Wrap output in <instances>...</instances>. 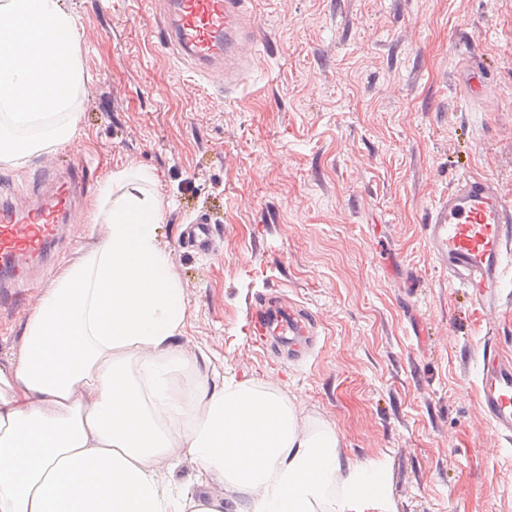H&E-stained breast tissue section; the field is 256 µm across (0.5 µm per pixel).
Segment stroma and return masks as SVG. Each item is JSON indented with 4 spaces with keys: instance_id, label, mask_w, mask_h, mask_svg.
Returning a JSON list of instances; mask_svg holds the SVG:
<instances>
[{
    "instance_id": "obj_1",
    "label": "stroma",
    "mask_w": 512,
    "mask_h": 512,
    "mask_svg": "<svg viewBox=\"0 0 512 512\" xmlns=\"http://www.w3.org/2000/svg\"><path fill=\"white\" fill-rule=\"evenodd\" d=\"M81 51L79 157L52 149L0 161L24 205L40 170L147 168L165 206L158 239L187 301L183 343L226 372L277 383L303 423L340 436L342 459L381 491L350 512H512V443L485 420L482 357L512 359V276L483 312L432 261L428 215L463 167L512 199V0H257V63L235 100L185 66L148 18L163 0H62ZM480 57L496 87L467 97L454 73ZM194 82V95L179 87ZM206 213L215 249L180 247ZM61 238L35 264L52 287L95 241ZM276 289L313 312L298 353L245 333L251 298ZM31 300L0 304V358L20 344Z\"/></svg>"
}]
</instances>
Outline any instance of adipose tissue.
Wrapping results in <instances>:
<instances>
[{"label": "adipose tissue", "instance_id": "obj_1", "mask_svg": "<svg viewBox=\"0 0 512 512\" xmlns=\"http://www.w3.org/2000/svg\"><path fill=\"white\" fill-rule=\"evenodd\" d=\"M154 184L140 167L101 184L97 243L0 361V512H345L376 492L378 472L341 460L338 432L302 424L277 384L203 370L181 344ZM186 460L195 480L177 478Z\"/></svg>", "mask_w": 512, "mask_h": 512}]
</instances>
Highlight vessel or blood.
<instances>
[{"mask_svg": "<svg viewBox=\"0 0 512 512\" xmlns=\"http://www.w3.org/2000/svg\"><path fill=\"white\" fill-rule=\"evenodd\" d=\"M249 0H170L157 23L161 43L174 47L199 72L224 82L232 94L243 80L245 66L257 54ZM479 60L464 62L458 82L489 95L491 87ZM93 175L81 166L58 175L41 172L32 203L20 209L10 193L0 194V303L16 301V287L28 283L32 262L51 253L62 231L76 225L78 196L87 192ZM428 250L447 272L449 286L465 288L481 310L495 309L501 299L507 257L512 254V201L498 184L464 170L446 197L439 200L425 226ZM193 247L209 248V220L197 217L188 234ZM253 334L287 343L305 341L312 317L286 306L258 300L252 309ZM479 401L497 432L512 438V361L485 357L480 369Z\"/></svg>", "mask_w": 512, "mask_h": 512, "instance_id": "b4317fda", "label": "vessel or blood"}]
</instances>
